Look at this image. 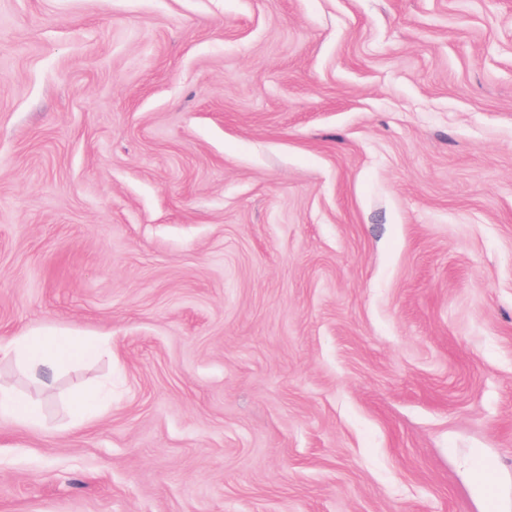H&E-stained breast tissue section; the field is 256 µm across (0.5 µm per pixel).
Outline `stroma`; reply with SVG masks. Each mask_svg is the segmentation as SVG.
<instances>
[{"instance_id":"35a3bbf8","label":"stroma","mask_w":512,"mask_h":512,"mask_svg":"<svg viewBox=\"0 0 512 512\" xmlns=\"http://www.w3.org/2000/svg\"><path fill=\"white\" fill-rule=\"evenodd\" d=\"M26 333L0 512H512V0H0ZM90 346L78 337L60 340L55 336H17L3 346L0 344V353L21 361L34 377L42 380L41 377L56 374L65 364L66 354L88 356ZM2 413L24 427L35 426L38 423L30 402L15 396L8 388L0 385V415Z\"/></svg>"}]
</instances>
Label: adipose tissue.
<instances>
[{
  "mask_svg": "<svg viewBox=\"0 0 512 512\" xmlns=\"http://www.w3.org/2000/svg\"><path fill=\"white\" fill-rule=\"evenodd\" d=\"M0 353L21 361L33 376L51 377L63 366L65 355H89L90 345L78 337L18 336L0 346Z\"/></svg>",
  "mask_w": 512,
  "mask_h": 512,
  "instance_id": "obj_1",
  "label": "adipose tissue"
}]
</instances>
